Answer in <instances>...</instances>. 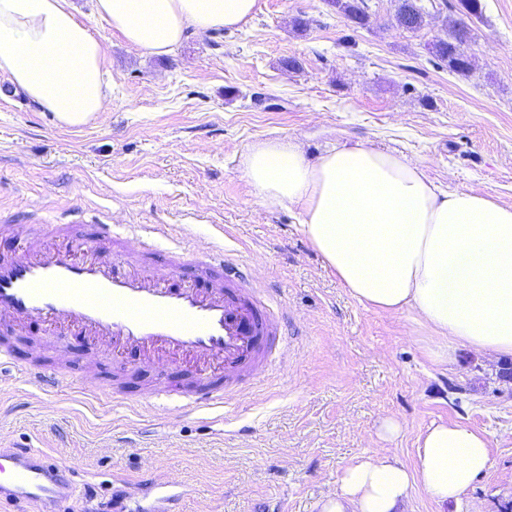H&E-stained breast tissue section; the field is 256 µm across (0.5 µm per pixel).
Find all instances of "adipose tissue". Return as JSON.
Wrapping results in <instances>:
<instances>
[{"instance_id": "1", "label": "adipose tissue", "mask_w": 512, "mask_h": 512, "mask_svg": "<svg viewBox=\"0 0 512 512\" xmlns=\"http://www.w3.org/2000/svg\"><path fill=\"white\" fill-rule=\"evenodd\" d=\"M94 14L130 45L167 55L188 30L242 29L257 0H93ZM105 44L71 0H0V76L58 125L81 127L106 111ZM242 177L260 203L299 210L301 230L344 288L368 308L408 312L428 355L458 348L512 356V205L482 190H448L419 162L361 143L309 159L298 139L254 144ZM414 467L391 448L341 473L318 512H402L414 481L437 502L459 498L492 466L490 444L459 422L418 438Z\"/></svg>"}]
</instances>
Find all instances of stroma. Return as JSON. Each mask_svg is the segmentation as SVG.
<instances>
[{"label":"stroma","instance_id":"35a3bbf8","mask_svg":"<svg viewBox=\"0 0 512 512\" xmlns=\"http://www.w3.org/2000/svg\"><path fill=\"white\" fill-rule=\"evenodd\" d=\"M356 29L329 0H258L242 30L187 31L148 56L74 0L106 46V112L67 128L0 77V224L169 225L187 247L223 246L283 316L276 364L209 412L99 404L72 381L51 395L0 374V443L40 448L69 465L77 489L108 502L116 479L174 477L196 489L184 512H317L341 471L383 442L414 466L432 423L484 432L492 467L458 501L414 484L405 512H497L512 499V382L501 360L458 349L433 361L409 313L373 311L350 296L301 231L298 212L253 201L241 162L258 141L294 137L311 155L366 142L417 160L454 190L482 188L512 205V0H481L469 21L472 67L452 71L431 48L464 18L460 0H423L417 30L399 27L398 0H366ZM307 20L297 31L294 19ZM296 59L298 69L287 66ZM18 363L97 371L79 337L55 344L39 324L14 340ZM128 397L167 368L136 353L110 367Z\"/></svg>","mask_w":512,"mask_h":512}]
</instances>
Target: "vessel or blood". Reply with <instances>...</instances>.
<instances>
[{"label": "vessel or blood", "mask_w": 512, "mask_h": 512, "mask_svg": "<svg viewBox=\"0 0 512 512\" xmlns=\"http://www.w3.org/2000/svg\"><path fill=\"white\" fill-rule=\"evenodd\" d=\"M88 238L69 230L43 244L35 232L22 240L23 255L0 259V332L23 331L39 322L50 337L83 336L92 349L112 357L139 350L173 371L146 400L194 411L223 405L241 383L273 363L279 322L270 304L237 273L218 248L204 256L168 238L173 272L164 278L136 253L106 263L99 250L122 241L115 225L95 224ZM221 276L207 288L201 279ZM29 384L54 392L59 373L33 363ZM190 488L178 481L147 479L125 484L112 512H184ZM91 512L78 503L69 468L34 448H0V512Z\"/></svg>", "instance_id": "b4317fda"}]
</instances>
